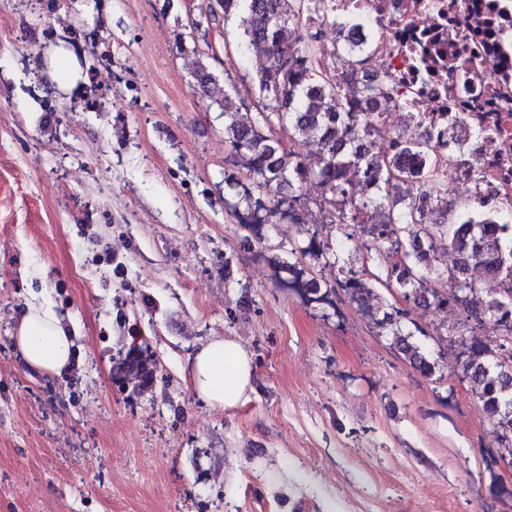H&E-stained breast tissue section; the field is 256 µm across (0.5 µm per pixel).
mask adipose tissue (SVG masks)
<instances>
[{
  "label": "adipose tissue",
  "instance_id": "1",
  "mask_svg": "<svg viewBox=\"0 0 512 512\" xmlns=\"http://www.w3.org/2000/svg\"><path fill=\"white\" fill-rule=\"evenodd\" d=\"M72 332L68 315L33 301L18 313L11 339L30 368L56 374L71 362ZM189 371L192 387L206 405L232 409L252 388L253 357L237 340L213 339L195 352Z\"/></svg>",
  "mask_w": 512,
  "mask_h": 512
}]
</instances>
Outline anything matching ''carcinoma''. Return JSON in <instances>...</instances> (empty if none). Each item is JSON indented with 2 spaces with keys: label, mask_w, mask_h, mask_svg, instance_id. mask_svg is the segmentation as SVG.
<instances>
[{
  "label": "carcinoma",
  "mask_w": 512,
  "mask_h": 512,
  "mask_svg": "<svg viewBox=\"0 0 512 512\" xmlns=\"http://www.w3.org/2000/svg\"><path fill=\"white\" fill-rule=\"evenodd\" d=\"M224 18L241 11L242 41L262 54L264 68L255 76L254 86L261 99L255 122L245 125L237 119L240 98L229 78H224V96L216 103L224 112V135L230 157L247 172L251 187H243L239 202L256 224L272 217L293 219L300 196L279 194L286 184H301L311 178L324 186L321 205L335 231L332 266L336 283L351 301L371 310V290L375 284L396 288L406 300L430 302L466 313L484 330H493L491 343L467 352L461 371L495 426L512 429V376L504 367L512 366V235L508 224H475L473 213H437L424 210L413 201L440 181V172L429 157L426 141L404 144L391 156H379L371 149L372 124L357 128L359 116L390 104L382 86L368 89L366 111L358 113L340 94L336 80L322 67L321 27L336 23L333 4L328 0H215ZM195 78L206 91L216 85L217 75L198 61ZM303 139L313 160L303 164L285 140ZM355 172L373 184L370 196L362 199L348 189L344 173ZM376 205L388 210L384 224L361 225L362 214ZM265 215H259L260 211ZM399 255V263L383 275L370 268L371 252L382 247ZM353 247L362 252L361 268L347 266L338 251ZM458 258L453 274L447 260ZM480 261L487 275L502 280V293L481 307L469 304L474 292L469 267ZM451 291L437 288L445 279ZM402 312H387L376 320L391 330L394 344L424 375L434 373L420 347L409 341L400 325ZM127 385L134 391L145 389L153 378L148 363L135 358L126 364Z\"/></svg>",
  "instance_id": "1"
}]
</instances>
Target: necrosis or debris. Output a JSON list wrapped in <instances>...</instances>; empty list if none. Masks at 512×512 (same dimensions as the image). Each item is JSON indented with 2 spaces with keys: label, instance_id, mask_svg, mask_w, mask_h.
Here are the masks:
<instances>
[{
  "label": "necrosis or debris",
  "instance_id": "necrosis-or-debris-1",
  "mask_svg": "<svg viewBox=\"0 0 512 512\" xmlns=\"http://www.w3.org/2000/svg\"><path fill=\"white\" fill-rule=\"evenodd\" d=\"M355 58L325 50L341 95L363 105L381 83L392 103L373 120L374 148L428 137L444 168L432 205L512 206V0H333ZM470 137L447 141L451 125Z\"/></svg>",
  "mask_w": 512,
  "mask_h": 512
}]
</instances>
